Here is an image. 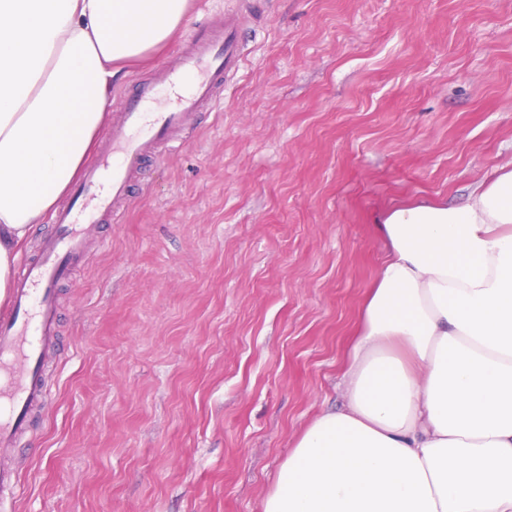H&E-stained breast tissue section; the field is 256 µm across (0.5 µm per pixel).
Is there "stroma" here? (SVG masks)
Segmentation results:
<instances>
[{
	"label": "stroma",
	"mask_w": 512,
	"mask_h": 512,
	"mask_svg": "<svg viewBox=\"0 0 512 512\" xmlns=\"http://www.w3.org/2000/svg\"><path fill=\"white\" fill-rule=\"evenodd\" d=\"M242 68L87 224L43 349L51 394L0 512H262L342 373L385 246L375 220L512 168V0H192L111 114L195 31Z\"/></svg>",
	"instance_id": "1"
}]
</instances>
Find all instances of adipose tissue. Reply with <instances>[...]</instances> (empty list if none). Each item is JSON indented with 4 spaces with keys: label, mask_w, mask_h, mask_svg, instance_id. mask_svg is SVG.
<instances>
[{
    "label": "adipose tissue",
    "mask_w": 512,
    "mask_h": 512,
    "mask_svg": "<svg viewBox=\"0 0 512 512\" xmlns=\"http://www.w3.org/2000/svg\"><path fill=\"white\" fill-rule=\"evenodd\" d=\"M189 0H0V309L20 247L93 152L123 61ZM388 252L318 416L263 512H512V170L377 220Z\"/></svg>",
    "instance_id": "ef3b65f1"
}]
</instances>
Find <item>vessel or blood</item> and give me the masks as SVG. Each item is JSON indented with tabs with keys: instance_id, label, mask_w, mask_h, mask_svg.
Returning <instances> with one entry per match:
<instances>
[{
	"instance_id": "vessel-or-blood-1",
	"label": "vessel or blood",
	"mask_w": 512,
	"mask_h": 512,
	"mask_svg": "<svg viewBox=\"0 0 512 512\" xmlns=\"http://www.w3.org/2000/svg\"><path fill=\"white\" fill-rule=\"evenodd\" d=\"M240 28L239 16L228 13L195 34L167 80L178 86L188 72L199 79L192 89L178 94L172 106L150 111L155 87L147 81L138 86L133 101L112 125L108 151L74 185L81 207L56 214L57 233L43 243L38 262H21L10 305L0 313V457L16 447L27 426L26 410L46 393L36 367L55 332V285L86 248L81 224L123 199L144 156L168 147L172 133L185 126L203 102L213 99L226 73L239 70Z\"/></svg>"
}]
</instances>
